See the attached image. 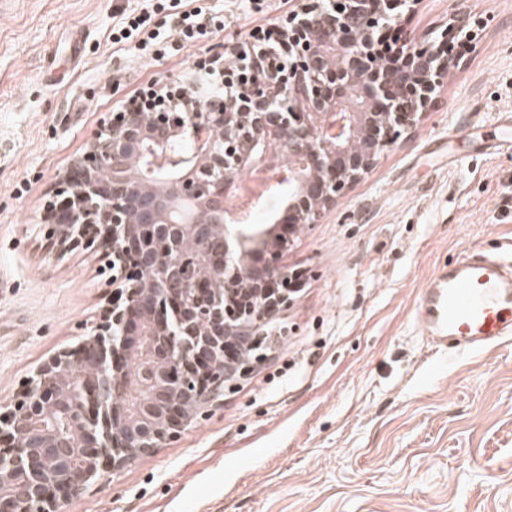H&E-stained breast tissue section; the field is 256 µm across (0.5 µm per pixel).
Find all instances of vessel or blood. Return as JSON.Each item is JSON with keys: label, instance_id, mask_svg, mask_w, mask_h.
I'll return each instance as SVG.
<instances>
[{"label": "vessel or blood", "instance_id": "obj_1", "mask_svg": "<svg viewBox=\"0 0 512 512\" xmlns=\"http://www.w3.org/2000/svg\"><path fill=\"white\" fill-rule=\"evenodd\" d=\"M432 354H477L512 341V258L472 249L436 270L415 308Z\"/></svg>", "mask_w": 512, "mask_h": 512}]
</instances>
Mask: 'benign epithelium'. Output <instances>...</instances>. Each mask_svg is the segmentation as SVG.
<instances>
[{"mask_svg": "<svg viewBox=\"0 0 512 512\" xmlns=\"http://www.w3.org/2000/svg\"><path fill=\"white\" fill-rule=\"evenodd\" d=\"M276 27L213 55L101 119L44 205V247L101 251L102 322L48 357L0 414V512H57L101 471L178 439L266 359L304 273L285 257L432 110L476 39L454 17L421 39L416 0H300ZM190 145L187 156L170 152ZM281 165L269 224L227 219L236 181Z\"/></svg>", "mask_w": 512, "mask_h": 512, "instance_id": "1", "label": "benign epithelium"}]
</instances>
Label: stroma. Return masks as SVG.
Listing matches in <instances>:
<instances>
[{"label":"stroma","mask_w":512,"mask_h":512,"mask_svg":"<svg viewBox=\"0 0 512 512\" xmlns=\"http://www.w3.org/2000/svg\"><path fill=\"white\" fill-rule=\"evenodd\" d=\"M219 21L159 60L112 31L164 28L187 0H10L0 9V410L110 296L99 254L41 247L46 194L106 112L247 41L295 0H207ZM482 20L415 131L318 223L265 364L179 439L60 502L58 512H512V343L433 360L415 306L433 271L512 244V0H418L431 36Z\"/></svg>","instance_id":"1"}]
</instances>
